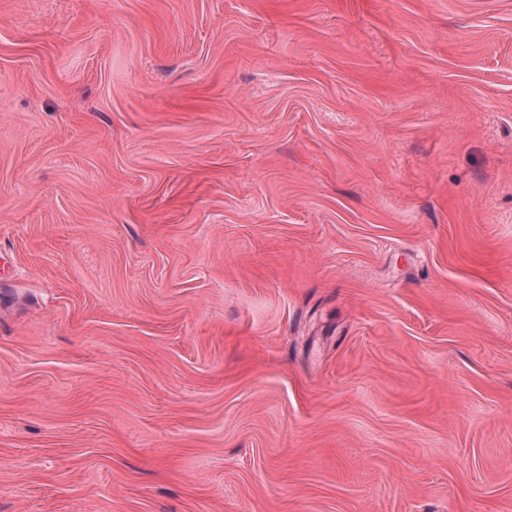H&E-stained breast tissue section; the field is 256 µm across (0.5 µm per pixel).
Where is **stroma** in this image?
Listing matches in <instances>:
<instances>
[{
  "mask_svg": "<svg viewBox=\"0 0 512 512\" xmlns=\"http://www.w3.org/2000/svg\"><path fill=\"white\" fill-rule=\"evenodd\" d=\"M0 512H512V0H0Z\"/></svg>",
  "mask_w": 512,
  "mask_h": 512,
  "instance_id": "stroma-1",
  "label": "stroma"
}]
</instances>
